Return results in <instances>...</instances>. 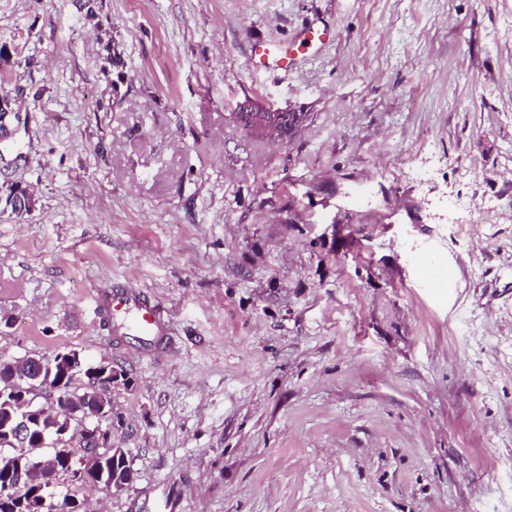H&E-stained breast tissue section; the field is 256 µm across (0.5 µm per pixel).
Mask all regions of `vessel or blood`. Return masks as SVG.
<instances>
[{"label":"vessel or blood","instance_id":"vessel-or-blood-1","mask_svg":"<svg viewBox=\"0 0 512 512\" xmlns=\"http://www.w3.org/2000/svg\"><path fill=\"white\" fill-rule=\"evenodd\" d=\"M330 31L328 28L308 24L300 28L290 43L274 47L258 44L252 52V64L258 68L288 70L293 62L290 50L293 46L321 47ZM98 316L112 322V333L133 339L132 350L137 354H155L167 349L170 329L158 306L141 291L121 287L98 294L94 298Z\"/></svg>","mask_w":512,"mask_h":512}]
</instances>
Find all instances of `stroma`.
<instances>
[{"label":"stroma","instance_id":"1","mask_svg":"<svg viewBox=\"0 0 512 512\" xmlns=\"http://www.w3.org/2000/svg\"><path fill=\"white\" fill-rule=\"evenodd\" d=\"M1 44L0 358L133 379L135 480L81 512H512V0H0ZM247 100L307 118L273 144ZM117 285L167 353L96 315ZM330 31L327 27H320L315 24H308L300 28L292 37L288 44H280L269 47L259 43L252 52V64L257 68H279L288 72V68L293 63V47L298 48H320L328 37ZM98 316L112 321L113 336H132V351L155 354L169 346L170 329L158 306L133 287L113 288L94 297ZM98 389L112 392V386L123 384L122 376L127 379L129 377L127 371L122 367H116L112 364H101L96 369Z\"/></svg>","mask_w":512,"mask_h":512}]
</instances>
